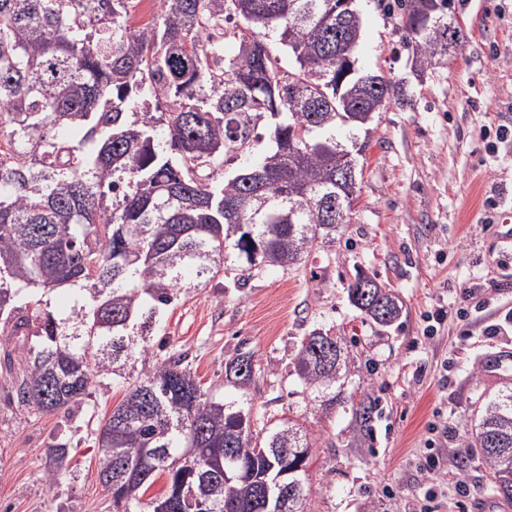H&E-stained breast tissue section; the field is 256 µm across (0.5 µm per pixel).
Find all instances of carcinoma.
I'll return each instance as SVG.
<instances>
[{
  "instance_id": "obj_1",
  "label": "carcinoma",
  "mask_w": 512,
  "mask_h": 512,
  "mask_svg": "<svg viewBox=\"0 0 512 512\" xmlns=\"http://www.w3.org/2000/svg\"><path fill=\"white\" fill-rule=\"evenodd\" d=\"M332 0H161L150 27L128 19L127 0H0V331L24 359L17 399L43 412L76 405L99 379L125 384L99 422L97 471L113 512H267L266 491L288 475L306 512L315 448L288 419L262 436L250 412L207 393L185 352L156 342L167 309L224 271L231 255L252 271L307 261L336 242L326 217L349 223L364 164L348 177V153L371 144L375 117L403 89L383 75H347L361 14L341 23ZM400 18L420 70L436 68L460 43L448 0H379ZM237 17L235 54L216 34ZM279 34L294 67L260 39ZM163 102L158 112L130 109ZM267 119L273 150L214 177V168L252 154ZM364 140H336L338 123ZM356 275L350 302L388 327L402 310L389 289ZM65 290L69 310L48 308ZM331 352L329 365L319 354ZM347 351L313 331L295 367L318 393L336 383ZM254 354L224 363L225 383L245 386ZM466 457L494 474L512 503V391L487 397L473 414ZM70 449H48L53 487ZM164 475L161 496L145 498Z\"/></svg>"
}]
</instances>
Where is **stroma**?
Listing matches in <instances>:
<instances>
[{
    "label": "stroma",
    "mask_w": 512,
    "mask_h": 512,
    "mask_svg": "<svg viewBox=\"0 0 512 512\" xmlns=\"http://www.w3.org/2000/svg\"><path fill=\"white\" fill-rule=\"evenodd\" d=\"M363 39L357 67L400 82L405 96L381 113L365 152L359 197L336 244L286 269L241 278L231 259L206 288L169 307L166 348L187 353L205 390L250 410L253 426L283 419L302 425L315 448L308 512H413L431 484L463 472L471 494L447 495L442 512L493 497L494 476L479 459L459 468L471 416L486 393L512 388V368L491 376L483 362L512 350L489 325L512 313V247L497 243L486 219L512 228V0H449L448 19L464 39L446 64L416 75L398 17L376 0H357ZM374 276L401 300L384 328L348 299L357 273ZM445 309L437 336L423 334L425 312ZM468 310L462 321L457 310ZM322 330L350 351L336 404L321 410L294 369L303 336ZM249 351L260 369L251 383L224 382V361ZM23 363L0 360V512H112L98 480L95 428L124 394L112 380L80 405L45 413L20 404ZM375 407L362 428L360 404ZM441 470L423 468L428 424ZM67 444L58 482L46 487L48 448Z\"/></svg>",
    "instance_id": "35a3bbf8"
}]
</instances>
